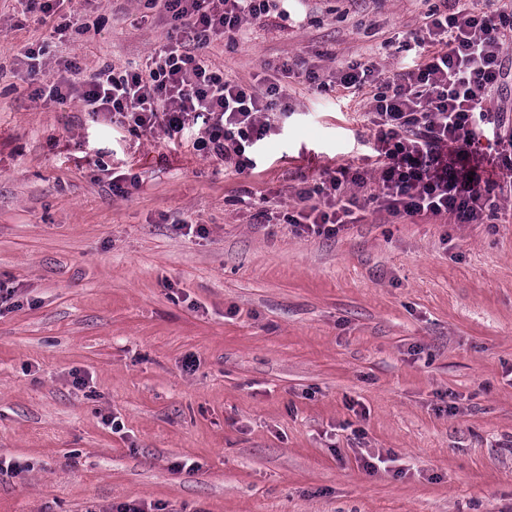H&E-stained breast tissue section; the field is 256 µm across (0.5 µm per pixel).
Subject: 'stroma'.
Wrapping results in <instances>:
<instances>
[{
    "instance_id": "35a3bbf8",
    "label": "stroma",
    "mask_w": 512,
    "mask_h": 512,
    "mask_svg": "<svg viewBox=\"0 0 512 512\" xmlns=\"http://www.w3.org/2000/svg\"><path fill=\"white\" fill-rule=\"evenodd\" d=\"M434 4L278 0L199 52L246 85L285 60L391 80ZM184 36L163 0H0V457L30 466L0 512H512V198L484 224L370 204L301 233V189L378 172L373 88L295 71L239 173L197 129L35 98L20 55L88 74ZM374 73L373 68L362 67L361 63H355L348 66L346 70L339 72V74L334 77L336 79L334 83L351 91V93H356L362 91L366 86H371V84L375 82Z\"/></svg>"
}]
</instances>
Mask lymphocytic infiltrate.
Here are the masks:
<instances>
[{"instance_id": "lymphocytic-infiltrate-1", "label": "lymphocytic infiltrate", "mask_w": 512, "mask_h": 512, "mask_svg": "<svg viewBox=\"0 0 512 512\" xmlns=\"http://www.w3.org/2000/svg\"><path fill=\"white\" fill-rule=\"evenodd\" d=\"M173 21L188 27L198 41L210 36L234 39L245 23L263 22L271 0H164ZM459 0H439L427 14L426 34L402 42L412 60L396 79L373 95L376 151L381 160L379 191L369 197L393 217L449 218L481 224L498 208L499 195L512 193V179L495 180L483 165L479 133L493 126L504 157L512 156V134H504L502 112L486 107L494 91L512 76L504 47L512 43V23L485 0L480 11L459 8ZM38 98L79 99L87 111L118 116L131 131L163 128L171 136L202 124L196 151L253 167L252 154L271 130L266 114L282 105L286 93L266 77L245 85L227 79L207 59L180 42H168L146 67L115 70L103 65L83 74L66 63L62 74L36 88ZM367 184L364 171L341 166L321 183L302 190L310 206L289 222L298 231L334 234L357 223L364 210L357 191Z\"/></svg>"}]
</instances>
